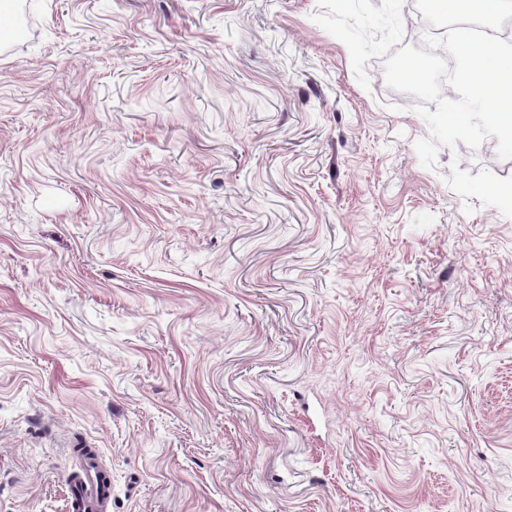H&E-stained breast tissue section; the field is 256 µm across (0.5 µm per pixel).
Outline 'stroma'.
Segmentation results:
<instances>
[{
  "label": "stroma",
  "instance_id": "obj_1",
  "mask_svg": "<svg viewBox=\"0 0 512 512\" xmlns=\"http://www.w3.org/2000/svg\"><path fill=\"white\" fill-rule=\"evenodd\" d=\"M403 19L400 34L384 16ZM422 0H20L0 512H512V216L384 62ZM79 456L81 474L73 481L69 512H108L112 502V481L102 471L95 452Z\"/></svg>",
  "mask_w": 512,
  "mask_h": 512
}]
</instances>
